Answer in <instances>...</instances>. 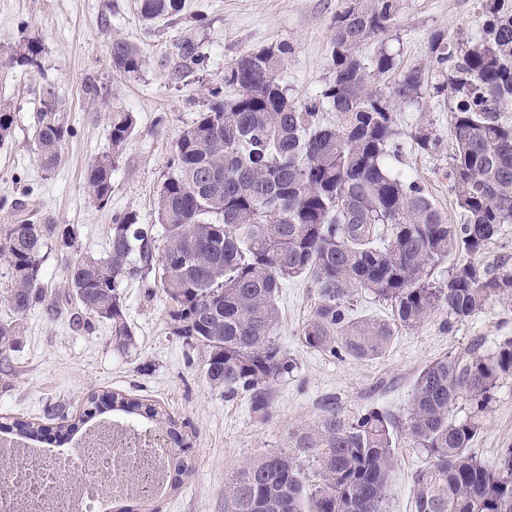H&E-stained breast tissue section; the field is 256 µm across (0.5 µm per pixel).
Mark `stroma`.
Returning <instances> with one entry per match:
<instances>
[{"label": "stroma", "instance_id": "obj_1", "mask_svg": "<svg viewBox=\"0 0 512 512\" xmlns=\"http://www.w3.org/2000/svg\"><path fill=\"white\" fill-rule=\"evenodd\" d=\"M343 0H188L189 12L205 23L196 38L206 56L204 68L182 81L170 78L166 63L181 23L155 24L146 32L136 0H0V108L12 112L13 126L0 143V225L13 223L15 203L36 215L74 225L82 253L105 256L115 216L136 212L144 224L156 221V199L168 172L167 162L183 130L207 104L209 87L240 54L288 43L280 80L295 102L316 95L330 77L333 20ZM481 0H401L387 42L367 39L362 55L387 45L401 70L436 69L432 35L458 41L479 38ZM143 44L146 61L134 75L113 72L108 46L113 37ZM40 41L37 65L14 63L25 40ZM52 86L61 118L73 134L53 170L39 164L32 143L39 90ZM133 113L135 128L115 157L112 194L105 207L90 197L84 172L111 147L110 116ZM402 148L391 164L415 180L449 223L460 211L448 183L451 114L447 103L425 100L396 106L393 112ZM424 124L440 139L434 153L411 142L409 132ZM8 264L0 258V320L16 319L19 343L0 355V423L24 420L45 426L44 448H72L78 437L59 433L78 418L91 396L121 393L176 414L189 446L193 470L178 490L153 495L161 512H224V482L247 460L285 448L298 425L317 421L326 403L346 416L376 407L403 419L413 384L428 363L474 340L492 347L512 338V301L493 302L474 318L445 329L444 312L430 315L415 330H399L387 351L370 360H339L307 349L299 331L315 304L309 281L296 278L281 288V325L277 336L296 368L275 386V403L266 419L252 414L246 398L226 400L205 375L206 352L189 346L171 329L170 302L161 285L129 281L124 288L127 318L135 330L133 348L119 352L111 325L95 320L73 330L71 306L55 314L35 308L13 317L4 297ZM512 443V380L501 383L482 417L475 454L495 464L501 448ZM397 470L388 512H415L412 477L427 463L405 430L395 434Z\"/></svg>", "mask_w": 512, "mask_h": 512}]
</instances>
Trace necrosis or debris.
<instances>
[{"instance_id": "necrosis-or-debris-1", "label": "necrosis or debris", "mask_w": 512, "mask_h": 512, "mask_svg": "<svg viewBox=\"0 0 512 512\" xmlns=\"http://www.w3.org/2000/svg\"><path fill=\"white\" fill-rule=\"evenodd\" d=\"M22 468L0 465V512H98L109 496H139L162 476L152 433L129 423L94 430L66 451L28 448Z\"/></svg>"}]
</instances>
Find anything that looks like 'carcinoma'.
<instances>
[{
  "mask_svg": "<svg viewBox=\"0 0 512 512\" xmlns=\"http://www.w3.org/2000/svg\"><path fill=\"white\" fill-rule=\"evenodd\" d=\"M479 39L449 43L440 33L431 50L445 69L398 74L386 93L381 79L396 70L395 56L378 51L365 61L363 42L389 34L400 0H346L334 17L332 77L303 104L288 98L279 75L290 52L285 43L246 52L224 72V84L207 88L209 106L175 142L156 203L157 225L127 212L112 221L109 247L94 258L75 248L69 224L21 216L0 227V255L10 267L5 302L16 316L42 306L52 314L43 284L49 246L71 249L64 267L73 328L91 319L112 323V344L134 345L122 288L131 279L159 282L171 304L172 331L206 349V377L230 399L247 397L251 412L266 418L274 386L295 370L276 340L277 293L302 277L316 288L317 303L302 326V344L337 357L383 355L398 329L413 330L432 313L448 327L512 300V268L489 267L480 256L504 224H512V6L482 0ZM141 19L153 26L182 16L186 0H138ZM37 40L13 58L34 65ZM112 69L137 73L143 46L114 38ZM200 42L185 33L173 44L171 79L204 66ZM234 94L224 95V88ZM447 98L452 143L448 179L462 222L448 223L423 188L391 169L400 133L393 110L425 97ZM33 141L43 168L61 162L71 130L62 122L51 88L41 91ZM336 112V124L320 111ZM132 113L112 112V151L85 171L93 201L102 208L112 193L114 155L130 137ZM414 145L439 150L428 127L410 131ZM453 259L448 276L434 270ZM389 304L392 320L358 317L356 296ZM17 343L16 326L0 322V354ZM512 377V339L491 350L476 341L461 353L428 364L416 377L402 427L428 466L413 477L416 512H512V443L495 465L472 445L500 382ZM112 409L143 418L173 440L168 480L176 488L191 470L179 424L166 411L120 393ZM468 402L464 419L451 416ZM397 422L370 408L346 417L333 406L291 433L288 450L268 452L242 465L224 483V512H388L396 466ZM3 429L36 441L42 428L17 420ZM316 469L310 481L305 464Z\"/></svg>",
  "mask_w": 512,
  "mask_h": 512,
  "instance_id": "cac0c4a2",
  "label": "carcinoma"
}]
</instances>
